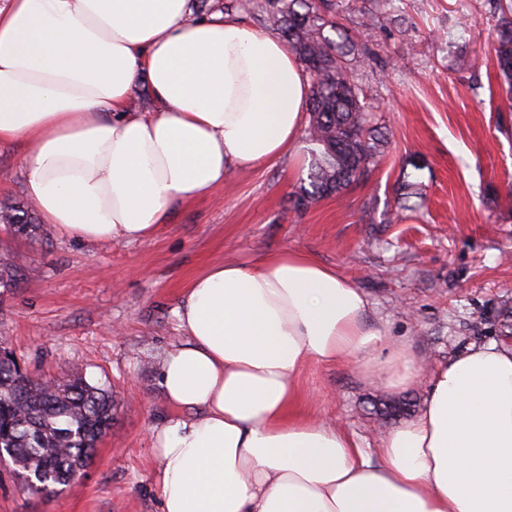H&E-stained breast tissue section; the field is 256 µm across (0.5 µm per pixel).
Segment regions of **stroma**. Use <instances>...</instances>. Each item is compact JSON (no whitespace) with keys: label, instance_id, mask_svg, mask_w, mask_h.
Instances as JSON below:
<instances>
[{"label":"stroma","instance_id":"1","mask_svg":"<svg viewBox=\"0 0 512 512\" xmlns=\"http://www.w3.org/2000/svg\"><path fill=\"white\" fill-rule=\"evenodd\" d=\"M498 0H348L339 23L391 66L358 60L384 134L368 181L300 211L307 150L234 169L207 197L172 206L140 241L83 242L44 225L25 241L0 234L21 278L0 288V342L32 374L78 372L111 389L109 433L84 475L51 494L28 490L0 464V512H161L151 434L170 408L162 359L185 336L176 309L212 264L285 249L335 267L365 294L366 325L382 326L419 369L391 390L355 358L306 366L299 412L376 442L378 400L418 415L432 372L472 345H512V111L500 108L494 43ZM24 148L0 143V203L25 199ZM422 195L399 209L403 179Z\"/></svg>","mask_w":512,"mask_h":512}]
</instances>
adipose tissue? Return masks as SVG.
<instances>
[{"instance_id":"adipose-tissue-1","label":"adipose tissue","mask_w":512,"mask_h":512,"mask_svg":"<svg viewBox=\"0 0 512 512\" xmlns=\"http://www.w3.org/2000/svg\"><path fill=\"white\" fill-rule=\"evenodd\" d=\"M142 82L155 111L129 107ZM309 96L282 42L219 11L194 18L189 0L0 6V143L25 144L28 198L81 240L146 239L232 169L295 151ZM367 307L298 251L195 276L177 311L187 339L159 369L174 412L153 434L162 512H512V347L441 365L420 415L372 448L294 414L313 362L354 354L387 388L413 381Z\"/></svg>"}]
</instances>
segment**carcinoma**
<instances>
[{
  "mask_svg": "<svg viewBox=\"0 0 512 512\" xmlns=\"http://www.w3.org/2000/svg\"><path fill=\"white\" fill-rule=\"evenodd\" d=\"M193 14L245 13L276 31L309 75V187L295 195L300 209L366 182L378 164L377 128L371 103L351 67V55L386 63L359 38V31L336 21L339 0H191ZM496 65L506 101L512 105V6L497 27ZM0 223L15 237L35 239L40 224L27 204L0 206ZM20 271L0 255V288H11ZM112 392L76 373L48 381L19 373L0 360V448L35 493H54L80 479L100 441L112 427Z\"/></svg>",
  "mask_w": 512,
  "mask_h": 512,
  "instance_id": "carcinoma-1",
  "label": "carcinoma"
}]
</instances>
